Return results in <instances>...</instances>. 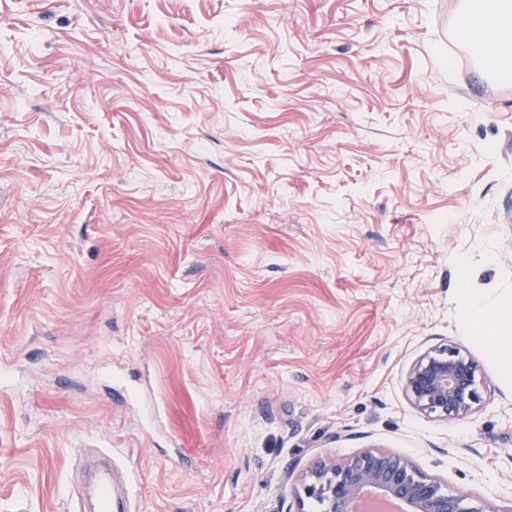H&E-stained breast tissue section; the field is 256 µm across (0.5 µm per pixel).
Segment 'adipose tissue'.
I'll return each mask as SVG.
<instances>
[{
	"label": "adipose tissue",
	"mask_w": 512,
	"mask_h": 512,
	"mask_svg": "<svg viewBox=\"0 0 512 512\" xmlns=\"http://www.w3.org/2000/svg\"><path fill=\"white\" fill-rule=\"evenodd\" d=\"M456 31L463 41L478 43L488 70L496 72L512 62V0H493L475 18L462 13ZM460 304L467 318L479 321L490 335L500 373L512 378V338L506 334L512 327V296L475 295L465 288Z\"/></svg>",
	"instance_id": "obj_1"
}]
</instances>
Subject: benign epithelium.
<instances>
[{
  "mask_svg": "<svg viewBox=\"0 0 512 512\" xmlns=\"http://www.w3.org/2000/svg\"><path fill=\"white\" fill-rule=\"evenodd\" d=\"M479 385L475 362L451 345L421 355L404 379L405 393L415 408L448 420L471 414L480 402ZM301 490L321 512H351L350 504L366 492L401 501L408 512H498L484 499L448 492L399 455L370 451L315 467Z\"/></svg>",
  "mask_w": 512,
  "mask_h": 512,
  "instance_id": "7a95c632",
  "label": "benign epithelium"
}]
</instances>
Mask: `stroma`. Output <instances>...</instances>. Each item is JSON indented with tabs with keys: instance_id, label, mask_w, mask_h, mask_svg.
<instances>
[{
	"instance_id": "35a3bbf8",
	"label": "stroma",
	"mask_w": 512,
	"mask_h": 512,
	"mask_svg": "<svg viewBox=\"0 0 512 512\" xmlns=\"http://www.w3.org/2000/svg\"><path fill=\"white\" fill-rule=\"evenodd\" d=\"M478 0H0V512H318L405 457L512 512V381L463 288L512 293V79ZM452 344L480 402L416 410ZM492 7L480 12L475 21L469 12H463L456 31L464 42H477L485 67L499 71L512 59V2L494 0ZM475 362L446 345L421 355L408 370L404 390L419 411L440 418H466L480 402ZM95 494L98 499L100 512H112V474L110 471H102L96 480L94 486Z\"/></svg>"
}]
</instances>
